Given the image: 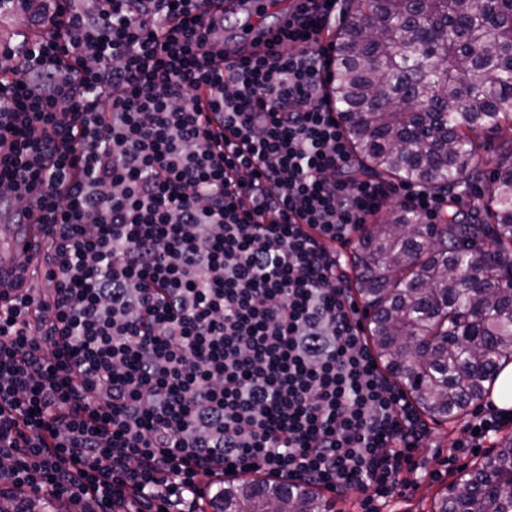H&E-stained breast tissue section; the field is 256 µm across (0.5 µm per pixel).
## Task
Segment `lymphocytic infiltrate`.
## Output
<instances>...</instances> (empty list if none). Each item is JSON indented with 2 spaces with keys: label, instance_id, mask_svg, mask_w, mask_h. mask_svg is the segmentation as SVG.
Wrapping results in <instances>:
<instances>
[{
  "label": "lymphocytic infiltrate",
  "instance_id": "1",
  "mask_svg": "<svg viewBox=\"0 0 512 512\" xmlns=\"http://www.w3.org/2000/svg\"><path fill=\"white\" fill-rule=\"evenodd\" d=\"M215 3L57 0L0 51V200L45 225L49 283L0 310V496L202 512L199 476L262 471L385 512L419 470L345 288L391 191L348 174L335 9L297 0L228 64Z\"/></svg>",
  "mask_w": 512,
  "mask_h": 512
}]
</instances>
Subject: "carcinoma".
Returning a JSON list of instances; mask_svg holds the SVG:
<instances>
[{
  "mask_svg": "<svg viewBox=\"0 0 512 512\" xmlns=\"http://www.w3.org/2000/svg\"><path fill=\"white\" fill-rule=\"evenodd\" d=\"M330 92L360 172L446 192L450 205L460 188L473 197L466 224L390 209L352 260L376 360L419 412L453 421L512 363V0H361L340 27ZM479 131L496 136L490 172ZM212 508L329 503L307 486L243 482L218 486ZM435 512H512V435Z\"/></svg>",
  "mask_w": 512,
  "mask_h": 512,
  "instance_id": "obj_1",
  "label": "carcinoma"
}]
</instances>
